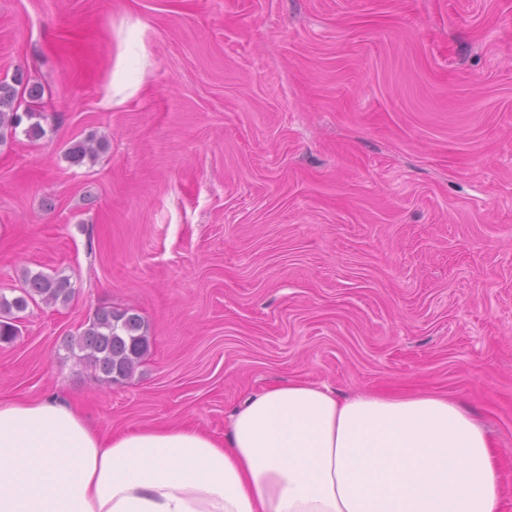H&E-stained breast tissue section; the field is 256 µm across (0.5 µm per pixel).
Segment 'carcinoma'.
<instances>
[{"label":"carcinoma","instance_id":"carcinoma-1","mask_svg":"<svg viewBox=\"0 0 512 512\" xmlns=\"http://www.w3.org/2000/svg\"><path fill=\"white\" fill-rule=\"evenodd\" d=\"M41 88L28 86L24 73L16 71L11 80H0V144L16 137L23 120L31 121L24 134L40 138L45 131L33 121L38 115L32 101L39 98ZM100 143L87 139L79 141L67 151V159L81 163L94 158ZM73 294L70 278L26 273L21 295L12 299L0 295V342H10L18 336L17 326L11 322L13 311L25 310L29 303L40 301L46 305L67 303ZM150 336L139 315L127 310L101 309L88 319L79 336L69 342V348L79 351V359L103 374L108 382L120 383L130 378L148 352Z\"/></svg>","mask_w":512,"mask_h":512}]
</instances>
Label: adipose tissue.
<instances>
[{
  "label": "adipose tissue",
  "instance_id": "obj_1",
  "mask_svg": "<svg viewBox=\"0 0 512 512\" xmlns=\"http://www.w3.org/2000/svg\"><path fill=\"white\" fill-rule=\"evenodd\" d=\"M512 481L445 394L275 384L219 440L146 427L102 438L51 400H0V512H503Z\"/></svg>",
  "mask_w": 512,
  "mask_h": 512
}]
</instances>
